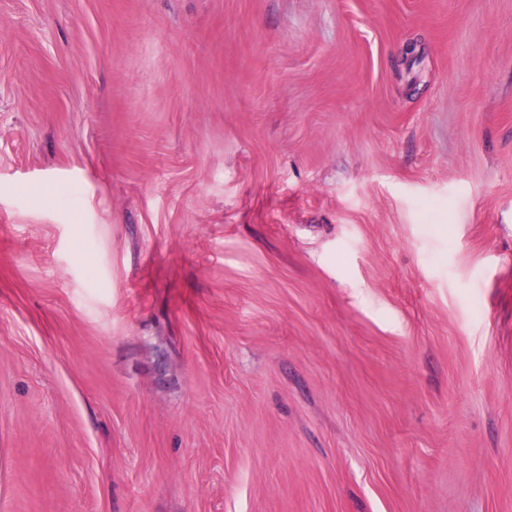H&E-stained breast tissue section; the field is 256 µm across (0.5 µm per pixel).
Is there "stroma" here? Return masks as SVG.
I'll list each match as a JSON object with an SVG mask.
<instances>
[{"instance_id": "obj_1", "label": "stroma", "mask_w": 512, "mask_h": 512, "mask_svg": "<svg viewBox=\"0 0 512 512\" xmlns=\"http://www.w3.org/2000/svg\"><path fill=\"white\" fill-rule=\"evenodd\" d=\"M0 512H512V0H0Z\"/></svg>"}]
</instances>
